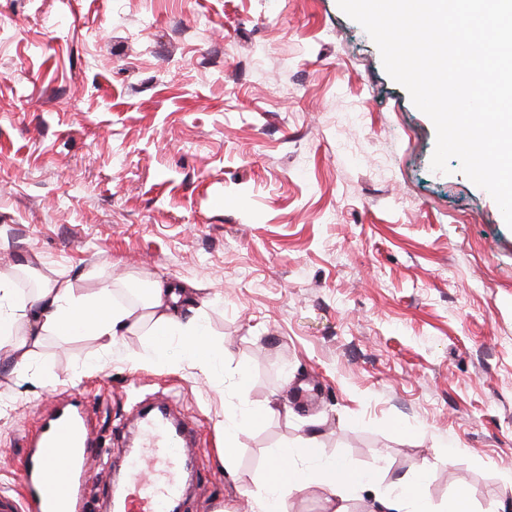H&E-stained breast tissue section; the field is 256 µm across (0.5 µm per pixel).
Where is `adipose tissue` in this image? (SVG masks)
<instances>
[{"label":"adipose tissue","instance_id":"ef3b65f1","mask_svg":"<svg viewBox=\"0 0 512 512\" xmlns=\"http://www.w3.org/2000/svg\"><path fill=\"white\" fill-rule=\"evenodd\" d=\"M146 315L114 303L110 287L95 293H77L66 280L42 279L37 291L26 301H15L9 280L0 277V350L9 357L17 377H24L30 359L47 336L53 334L90 336L102 348H111L116 337L138 327L142 318H149L155 333L172 335L181 340L182 351L193 357L199 366L210 363L200 350L205 329L200 323L190 291L181 285L154 284L146 298ZM303 453L313 464L298 466L293 450L278 455V462L288 471L287 479L267 475L264 512H287L285 498L314 484L323 485L330 497L340 498L349 490L370 487L377 477L357 470L351 463L321 459L315 438H307ZM403 491L380 499L382 512H427L426 471L418 469L406 479Z\"/></svg>","mask_w":512,"mask_h":512}]
</instances>
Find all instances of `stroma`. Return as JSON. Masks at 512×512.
<instances>
[{"instance_id":"35a3bbf8","label":"stroma","mask_w":512,"mask_h":512,"mask_svg":"<svg viewBox=\"0 0 512 512\" xmlns=\"http://www.w3.org/2000/svg\"><path fill=\"white\" fill-rule=\"evenodd\" d=\"M434 146L337 0H0V275L197 288L215 355L201 371L146 327L108 351L47 337L25 380L0 367V486L74 397L119 471L134 383L199 432L183 512H261L272 459L312 435L380 491L422 467L431 512L463 485L493 512L512 230Z\"/></svg>"}]
</instances>
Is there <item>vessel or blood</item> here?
<instances>
[{
    "mask_svg": "<svg viewBox=\"0 0 512 512\" xmlns=\"http://www.w3.org/2000/svg\"><path fill=\"white\" fill-rule=\"evenodd\" d=\"M90 402L58 408L27 435L28 450L17 469L13 490H0V512H86L84 476L98 456ZM138 451L125 463L126 479L136 492L137 512H170L183 494L181 470L193 453L188 423L167 410L142 412Z\"/></svg>",
    "mask_w": 512,
    "mask_h": 512,
    "instance_id": "obj_1",
    "label": "vessel or blood"
}]
</instances>
